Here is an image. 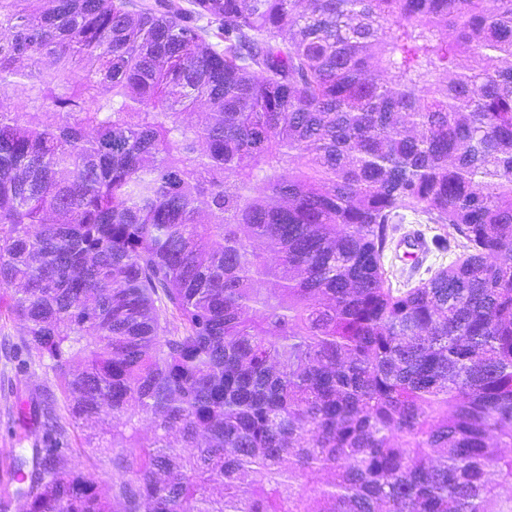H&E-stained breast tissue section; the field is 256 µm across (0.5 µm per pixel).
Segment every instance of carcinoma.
Masks as SVG:
<instances>
[{
	"mask_svg": "<svg viewBox=\"0 0 512 512\" xmlns=\"http://www.w3.org/2000/svg\"><path fill=\"white\" fill-rule=\"evenodd\" d=\"M192 5L0 0V288L67 412L0 512H512V0ZM405 210L463 249L417 288ZM389 241L383 256V264L394 288H413L428 280L437 270L447 267L460 249L455 247L452 230L443 228L440 224H430L425 215L407 212V218L403 224H392ZM420 232L428 244V253L421 265H415L407 259L405 248L400 241L407 233ZM447 239L445 249L436 242V237ZM77 452L72 457V464L83 471L87 478L97 483H106L112 480L111 455L91 456L88 453Z\"/></svg>",
	"mask_w": 512,
	"mask_h": 512,
	"instance_id": "cac0c4a2",
	"label": "carcinoma"
}]
</instances>
